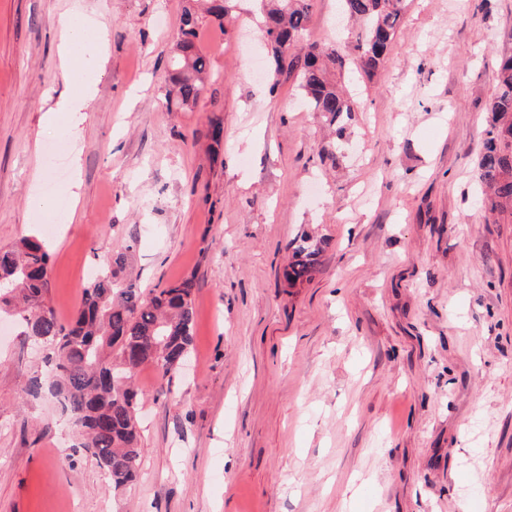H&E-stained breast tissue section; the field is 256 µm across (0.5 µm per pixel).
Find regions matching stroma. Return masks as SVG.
I'll return each mask as SVG.
<instances>
[{"label":"stroma","mask_w":512,"mask_h":512,"mask_svg":"<svg viewBox=\"0 0 512 512\" xmlns=\"http://www.w3.org/2000/svg\"><path fill=\"white\" fill-rule=\"evenodd\" d=\"M185 4L0 0V247L45 237L64 322L121 251L117 281L193 278L196 312L189 370L137 374L140 475L119 489L26 394L49 366L0 321V512H512V218L487 221L474 170L512 0H407L336 168L295 81L253 73L254 0L203 20L212 79L167 106ZM70 15L107 62L79 125L50 129ZM337 16L313 0L306 40L342 41ZM306 236L328 244L292 287Z\"/></svg>","instance_id":"35a3bbf8"}]
</instances>
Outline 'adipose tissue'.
I'll use <instances>...</instances> for the list:
<instances>
[{
  "mask_svg": "<svg viewBox=\"0 0 512 512\" xmlns=\"http://www.w3.org/2000/svg\"><path fill=\"white\" fill-rule=\"evenodd\" d=\"M63 39L66 49V65L71 81L77 85L63 106L64 111L79 113L84 111L88 92L103 69L104 58L100 54L99 36L89 32L81 23L68 20L63 24Z\"/></svg>",
  "mask_w": 512,
  "mask_h": 512,
  "instance_id": "1",
  "label": "adipose tissue"
}]
</instances>
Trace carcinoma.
I'll return each mask as SVG.
<instances>
[{
	"label": "carcinoma",
	"mask_w": 512,
	"mask_h": 512,
	"mask_svg": "<svg viewBox=\"0 0 512 512\" xmlns=\"http://www.w3.org/2000/svg\"><path fill=\"white\" fill-rule=\"evenodd\" d=\"M230 2L212 0L207 9L221 27L231 16ZM311 2L261 0L272 79L276 84L283 74L292 77L311 110L341 136L355 103L336 76L353 66L361 78L373 79L400 29L405 0H338L341 14L354 25V40L343 45L303 43ZM201 23L195 10L184 9L166 90L168 101L181 108L196 105L205 91L208 65L196 48ZM489 112L477 177L489 213L512 214L511 51L500 60ZM326 245L324 239L301 240L286 271L289 284L311 278L315 257ZM125 261L126 253L119 252L103 266L83 287L80 307L65 324L48 300L51 255L45 245L24 237L0 248V313L14 317L23 335L47 351L53 372L44 383L59 399L66 423L84 433L85 447L116 488L132 481L141 465L136 371L146 365L164 377L178 371L191 354L195 326L193 279L144 297L133 283L112 280V266ZM44 383L34 378L29 392L39 393Z\"/></svg>",
	"instance_id": "carcinoma-1"
}]
</instances>
